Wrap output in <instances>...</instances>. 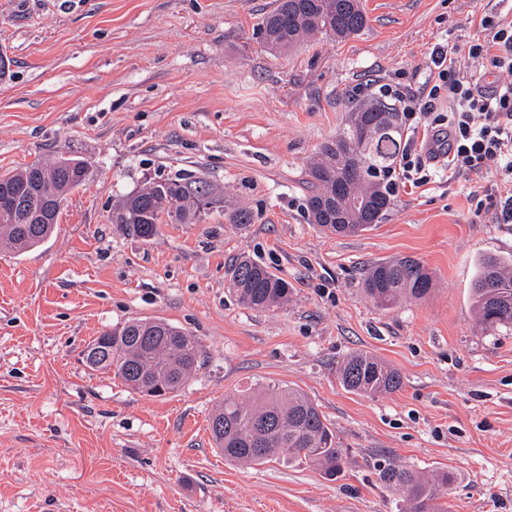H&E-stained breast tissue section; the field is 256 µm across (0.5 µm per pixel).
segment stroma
I'll return each mask as SVG.
<instances>
[{"instance_id":"stroma-1","label":"stroma","mask_w":512,"mask_h":512,"mask_svg":"<svg viewBox=\"0 0 512 512\" xmlns=\"http://www.w3.org/2000/svg\"><path fill=\"white\" fill-rule=\"evenodd\" d=\"M368 24L284 54L256 35L273 0H0V173L65 154L87 161L43 248L0 251V512H397L377 465L452 469L450 512H512V327L471 310L477 259L512 255V224L479 184L438 173L400 187L357 236L312 224L306 171L344 123L352 88L424 79L446 45L468 65L483 16L512 0H362ZM183 173L216 199L150 242L111 216L123 197ZM251 212L231 223L227 210ZM249 257L287 281L258 311L227 291ZM402 256L432 297L377 309L362 281ZM132 318L192 332L203 365L151 398L80 352ZM403 375L392 394L343 389L351 353ZM275 380L320 406L347 450L333 481L272 461L226 462L209 415Z\"/></svg>"}]
</instances>
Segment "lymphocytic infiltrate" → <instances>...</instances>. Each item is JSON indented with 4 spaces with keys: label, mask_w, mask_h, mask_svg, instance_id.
Wrapping results in <instances>:
<instances>
[{
    "label": "lymphocytic infiltrate",
    "mask_w": 512,
    "mask_h": 512,
    "mask_svg": "<svg viewBox=\"0 0 512 512\" xmlns=\"http://www.w3.org/2000/svg\"><path fill=\"white\" fill-rule=\"evenodd\" d=\"M482 38L468 47L471 66L461 67L448 57L445 46L430 53L427 78L391 91L402 121L423 129L419 145L403 149L398 167L389 171L387 186L397 193L400 184L427 183L431 164L445 161L449 171L475 182H490L493 218L512 223V20L483 17ZM490 72H482V64ZM493 84H486V77Z\"/></svg>",
    "instance_id": "f902f5d3"
}]
</instances>
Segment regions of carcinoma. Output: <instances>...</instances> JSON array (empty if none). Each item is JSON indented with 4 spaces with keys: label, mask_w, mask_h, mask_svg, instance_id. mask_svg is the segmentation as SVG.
<instances>
[{
    "label": "carcinoma",
    "mask_w": 512,
    "mask_h": 512,
    "mask_svg": "<svg viewBox=\"0 0 512 512\" xmlns=\"http://www.w3.org/2000/svg\"><path fill=\"white\" fill-rule=\"evenodd\" d=\"M367 26L362 0H275L263 15L258 34L272 53H284L321 35L345 40ZM366 117L357 130L352 122L318 148L307 171L313 190L307 205L311 221L338 236L359 235L378 223L391 199L382 173L400 153L401 128L396 113L382 102L359 105ZM86 175L69 178L61 159L33 163L0 175V187L22 189L12 208L0 203V250L22 253L40 247L53 233V224H29V212L43 205V195L66 197L84 184ZM210 194L209 185L190 175L178 174L155 181L125 196L112 223L129 235L148 241L160 224H192L201 216L195 198ZM369 206L364 217L353 205ZM433 275L416 258L405 256L372 264L363 279L367 299L382 310L401 300L425 299ZM228 287L237 300L251 309L278 308L288 302V282L266 267L242 257L228 271ZM476 323L484 330L512 325V257L482 256L477 260L471 288ZM82 363L91 370L114 371L129 388L150 397L178 391L203 364L199 339L162 319L126 321L90 340L81 351ZM343 388L358 396L376 397L398 391L402 374L378 355L358 351L344 361ZM215 447L224 459L241 465H263L274 457L288 464L306 465L334 480L346 464L335 429L317 404L303 391L276 381L261 386L258 401L227 397L209 417ZM379 475L404 506L398 512H448V488L457 475L452 470L425 473L390 460Z\"/></svg>",
    "instance_id": "carcinoma-1"
}]
</instances>
